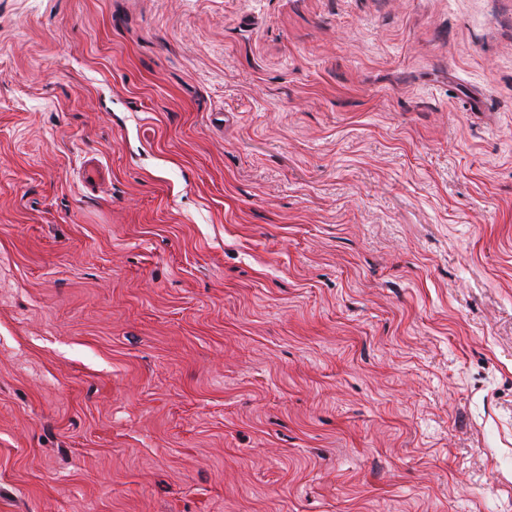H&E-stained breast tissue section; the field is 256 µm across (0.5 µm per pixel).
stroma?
Instances as JSON below:
<instances>
[{
	"mask_svg": "<svg viewBox=\"0 0 512 512\" xmlns=\"http://www.w3.org/2000/svg\"><path fill=\"white\" fill-rule=\"evenodd\" d=\"M0 512H512V0H0Z\"/></svg>",
	"mask_w": 512,
	"mask_h": 512,
	"instance_id": "obj_1",
	"label": "stroma"
}]
</instances>
